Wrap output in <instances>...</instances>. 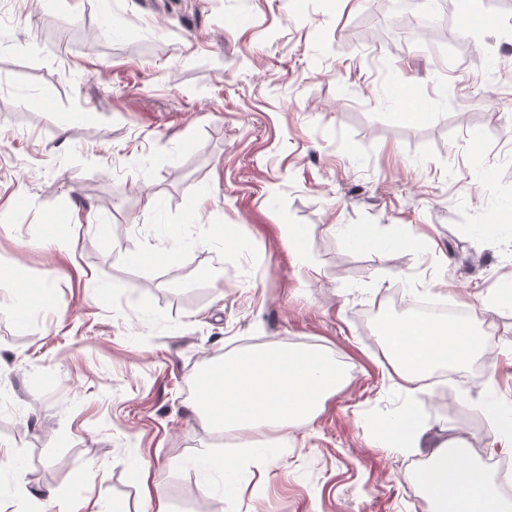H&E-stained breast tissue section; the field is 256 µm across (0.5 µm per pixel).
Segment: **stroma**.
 I'll return each instance as SVG.
<instances>
[{
  "instance_id": "1",
  "label": "stroma",
  "mask_w": 512,
  "mask_h": 512,
  "mask_svg": "<svg viewBox=\"0 0 512 512\" xmlns=\"http://www.w3.org/2000/svg\"><path fill=\"white\" fill-rule=\"evenodd\" d=\"M374 12L0 0V455L18 465L0 512H31L19 480L51 491L41 512H428L402 478L427 449L372 435L412 402L428 437L512 459L486 421L512 408V301L495 298L512 275V7L444 42L355 39ZM401 91L426 119L402 118ZM353 224L418 246L355 247ZM147 251L178 262H134ZM41 288L50 305L17 325ZM396 291L462 309L490 374L397 385L368 314ZM281 341L330 353L349 385L288 435L226 444L194 410L198 377Z\"/></svg>"
}]
</instances>
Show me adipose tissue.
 Instances as JSON below:
<instances>
[{
    "label": "adipose tissue",
    "mask_w": 512,
    "mask_h": 512,
    "mask_svg": "<svg viewBox=\"0 0 512 512\" xmlns=\"http://www.w3.org/2000/svg\"><path fill=\"white\" fill-rule=\"evenodd\" d=\"M379 334L394 359L396 377L411 394L440 363L467 362L487 346L486 338L463 327L418 318L384 320ZM207 375L206 419L241 433L276 434L311 420L342 381L335 361L323 352L284 344L211 362ZM375 435L388 447L417 449L425 430L415 407L408 405L384 420ZM465 445L461 438L433 440L428 469L407 472L405 480L422 486L430 512H512V499L483 468L459 456Z\"/></svg>",
    "instance_id": "obj_1"
}]
</instances>
